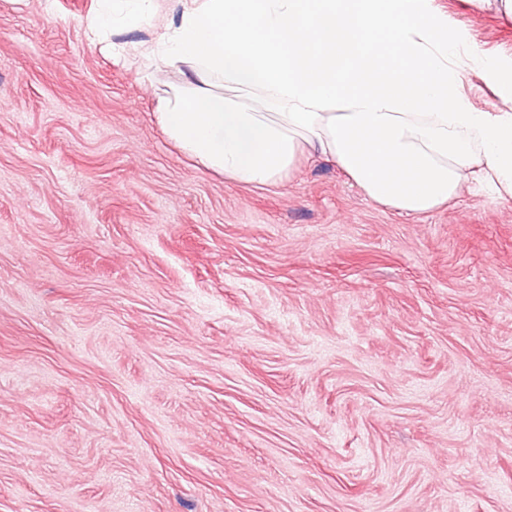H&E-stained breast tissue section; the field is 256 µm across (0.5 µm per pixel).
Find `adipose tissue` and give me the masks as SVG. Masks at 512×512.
Listing matches in <instances>:
<instances>
[{
    "label": "adipose tissue",
    "instance_id": "1",
    "mask_svg": "<svg viewBox=\"0 0 512 512\" xmlns=\"http://www.w3.org/2000/svg\"><path fill=\"white\" fill-rule=\"evenodd\" d=\"M82 25L107 55L183 69L156 120L233 181L273 185L318 156L409 215L468 178L512 196V113L461 105L456 42L429 0H96ZM140 25L150 41L113 42Z\"/></svg>",
    "mask_w": 512,
    "mask_h": 512
}]
</instances>
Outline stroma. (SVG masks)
Instances as JSON below:
<instances>
[{
  "mask_svg": "<svg viewBox=\"0 0 512 512\" xmlns=\"http://www.w3.org/2000/svg\"><path fill=\"white\" fill-rule=\"evenodd\" d=\"M94 6L0 0V512H512V197L196 168ZM430 7L512 69V17Z\"/></svg>",
  "mask_w": 512,
  "mask_h": 512,
  "instance_id": "1",
  "label": "stroma"
}]
</instances>
